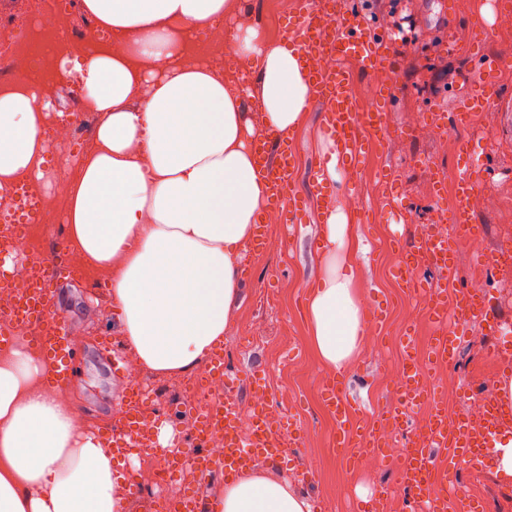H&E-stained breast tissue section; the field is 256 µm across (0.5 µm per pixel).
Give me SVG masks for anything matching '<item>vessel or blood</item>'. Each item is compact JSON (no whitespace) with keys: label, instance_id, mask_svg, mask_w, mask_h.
<instances>
[{"label":"vessel or blood","instance_id":"vessel-or-blood-1","mask_svg":"<svg viewBox=\"0 0 512 512\" xmlns=\"http://www.w3.org/2000/svg\"><path fill=\"white\" fill-rule=\"evenodd\" d=\"M323 0H302L289 29L290 39L306 64L303 73L316 97L324 101V121L328 136L337 150L349 161H359L362 150L361 132H382L386 125L383 110L373 106H360L350 91L353 70H372L384 61L383 48L389 36L365 27L354 15L337 12L331 29H323L321 16ZM317 53L335 57L336 67L329 72H319L308 66L307 61ZM480 71L486 77L484 86L472 88L465 107L458 111L459 118H466L473 109H483L497 104L495 84L504 69L502 60L488 56L478 48H471ZM253 151L259 172L267 184L270 202L280 209L286 223L301 222L302 200L293 191L295 152L291 134L282 132L254 140ZM476 161L468 159L457 173L452 195L454 204L440 214L441 229L422 241L415 250L406 253L395 276L405 288L420 295L427 304V311L434 322L435 338L428 352L414 349L410 337H403L404 373L399 383L400 401L397 408L378 415L373 428H354L350 419L355 408L343 396L342 378L326 380L323 387L324 401L336 420V441L340 451L346 452L350 464H358V450L382 454L386 445L385 431L396 422L400 412L423 410L429 412L432 425L427 433V444H414L411 454L396 462L395 467L402 484L416 490L423 505V512H477L476 502L468 496L451 491L447 483L435 481L433 465L427 452L428 446L443 447L448 451L447 466L456 470L459 465H483L486 457L512 435V406L501 401H491L489 422L472 426L466 417L449 420L435 398V390L423 383L429 367L451 363L455 348L466 326L474 320L482 321L494 336L512 333V323L506 322L495 312L492 302L475 288L459 293H448L446 283L422 284L416 279L414 269L419 262L432 261L441 270H452L456 238L467 236L473 227L472 208L482 184L475 175ZM62 267V252L52 249L47 261L38 265L31 288L19 293L15 302L0 310V345L11 342L8 327L17 322L35 326V342L49 364L48 382L56 388L64 387L70 380V364L76 349L68 338L64 317L55 310L53 283ZM208 371L223 377V408L202 417L195 436L198 444H205L212 430L224 432V455L219 460L198 452L174 459L172 471L181 466L193 468L200 479H209L213 471H220L225 482H232L239 473L259 463L280 464L284 456V441L268 415L270 396L262 385L260 372L249 375L252 387L253 413L251 432L241 437V406L238 398V380L224 365L223 351H216ZM144 399L138 386H130L121 407L119 429L110 432L114 452L127 456L129 451L144 449L151 444L150 435L141 430V410Z\"/></svg>","mask_w":512,"mask_h":512}]
</instances>
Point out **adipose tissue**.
I'll use <instances>...</instances> for the list:
<instances>
[{"label": "adipose tissue", "instance_id": "ef3b65f1", "mask_svg": "<svg viewBox=\"0 0 512 512\" xmlns=\"http://www.w3.org/2000/svg\"><path fill=\"white\" fill-rule=\"evenodd\" d=\"M110 34L75 56L94 144L67 182V249L106 276L119 333L137 370L181 376L221 344L235 313L242 253L266 207L250 143L256 130L293 131L311 95L288 41L237 26L246 85L233 86L195 53V32L243 16L247 0H81ZM262 105L243 111L244 98ZM47 101L0 89V186L43 176ZM327 271L307 307L320 362L339 370L362 348L353 288L363 245L342 205L323 212ZM43 359L0 354V512H125L121 461L85 427L70 393L43 384ZM216 512H311L293 484L251 470Z\"/></svg>", "mask_w": 512, "mask_h": 512}]
</instances>
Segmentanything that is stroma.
I'll use <instances>...</instances> for the list:
<instances>
[{"instance_id": "stroma-1", "label": "stroma", "mask_w": 512, "mask_h": 512, "mask_svg": "<svg viewBox=\"0 0 512 512\" xmlns=\"http://www.w3.org/2000/svg\"><path fill=\"white\" fill-rule=\"evenodd\" d=\"M246 24L259 28L272 40L285 37L287 20L295 7L272 10V0H248ZM493 0H340L341 9L363 18L371 29L390 34L386 65L394 97L388 107L389 133L379 140L365 136L368 153L360 166L339 162V181L329 188L338 202L359 195L369 203L366 215L352 219L355 234L364 250L354 263L353 286L365 307L383 312V331L400 336V320L409 290L398 287L388 272L382 241L399 238L414 246L410 227L423 224L438 203L432 191L431 159L439 151L437 140H419L407 130L410 112L435 110L452 116L458 100L470 83L479 80L478 63L466 53L451 49L449 38L480 21L491 54L512 60V33L496 30L494 16L484 10ZM323 105L313 99L294 130L297 155L294 189L302 198L303 221L299 234L287 239L283 225L267 228L264 250L252 258V277L241 281L238 309L224 332V361L239 375V396L251 403L247 378L254 369L263 371L265 386L274 402L298 427L287 444L284 463L275 467L278 476L289 480L312 505V512H356L358 501L369 502L383 494L390 512H414L417 494L401 486L398 471L384 465L369 473L349 466L336 446L335 427L322 419L321 385L303 378L305 367L318 365L306 316L307 302L325 272L326 250L322 238V205L312 190L329 160L324 147L328 136L322 123ZM457 149L448 160L450 169L462 164L459 151L464 142L480 150L484 165L477 178L492 193V201L474 219L483 252H494L505 233H512V112L491 110L472 113L468 122L452 133ZM387 168L399 180L393 190L395 201L407 211L404 222H396L389 205L380 203L378 188L360 183V169ZM67 210L65 198H53L49 210L40 213L29 228L34 249L47 253L52 242L63 241L64 225L57 218ZM105 278L96 273L64 274L56 288L55 307L65 318L69 332L82 343L71 364L70 384L78 410L91 428L117 424L119 410L134 379L125 369H114L113 357L124 346L110 303ZM261 327V336L241 342L239 335L248 323ZM398 356L389 345L361 350L342 369L347 400L357 407L354 425L369 422L382 410L393 390L386 376L397 365ZM322 449L320 462L303 460L304 449Z\"/></svg>"}]
</instances>
